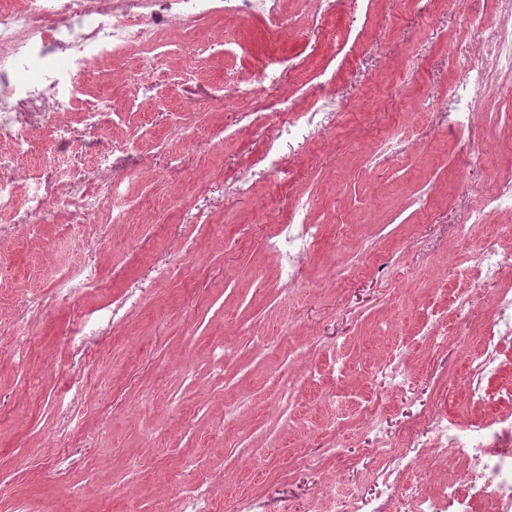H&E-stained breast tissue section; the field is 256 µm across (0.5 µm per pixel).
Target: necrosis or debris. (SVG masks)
Masks as SVG:
<instances>
[{"instance_id": "necrosis-or-debris-1", "label": "necrosis or debris", "mask_w": 512, "mask_h": 512, "mask_svg": "<svg viewBox=\"0 0 512 512\" xmlns=\"http://www.w3.org/2000/svg\"><path fill=\"white\" fill-rule=\"evenodd\" d=\"M280 0H0V239L17 230L65 216L69 223H95L112 202V174L134 169L137 154L112 141V115L92 100L71 106L82 93L84 73L116 58L153 54L163 34L189 35L199 21L217 14L259 17L278 26ZM491 16L477 13L482 30L475 50L464 52L449 100L452 130L460 133L477 119L512 130V105L483 112L479 92L512 87V0H491ZM81 99V98H80ZM51 132L49 159L38 170L26 161L37 131ZM92 156L85 168L55 163L59 156ZM316 239L307 222V203L298 200L271 251L287 278ZM497 315L480 327V350L468 361L469 397L489 399L486 379L502 365V349L512 341V290L495 299ZM426 439L405 433L400 443L381 440L376 480L396 487L416 454L452 455L469 469L439 489L415 487L403 496L407 512H472L482 499L488 512H512V414L465 425L443 412L424 418Z\"/></svg>"}]
</instances>
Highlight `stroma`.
Instances as JSON below:
<instances>
[{
  "instance_id": "obj_1",
  "label": "stroma",
  "mask_w": 512,
  "mask_h": 512,
  "mask_svg": "<svg viewBox=\"0 0 512 512\" xmlns=\"http://www.w3.org/2000/svg\"><path fill=\"white\" fill-rule=\"evenodd\" d=\"M489 0H375L366 40L325 94L323 134L283 147L277 164L239 174L290 115L261 101H225L224 87L268 63V97L293 93L295 110L355 19L334 0L315 24V0H282L285 26L215 15L175 52L152 58L161 84L146 102L119 80L129 56L82 78L90 99L119 103L112 138L150 165L115 175L132 222L64 220L0 244V313L28 299L38 312L0 326V512H183V492L210 494L207 512H347V489L381 494L379 457L361 420L377 410L397 438L431 411L460 424L512 413L479 406L465 377L494 298L512 289V213L461 234L496 172L512 168V132L478 121L448 131L444 111L456 48ZM192 123H184L188 106ZM421 133L417 150L375 168L381 140ZM319 239L295 283L281 281L269 242L297 199ZM495 240L496 276L461 259ZM98 270L82 299L53 283L74 258ZM134 291L137 302L72 358L68 337L90 306ZM466 295L469 307L456 311ZM399 360L411 384L380 393L379 364ZM84 384L70 415L73 380ZM71 416L68 440L50 433ZM464 460L422 458L408 484L457 480Z\"/></svg>"
}]
</instances>
